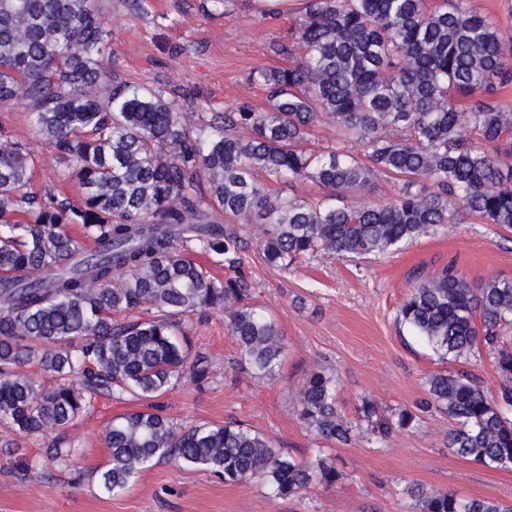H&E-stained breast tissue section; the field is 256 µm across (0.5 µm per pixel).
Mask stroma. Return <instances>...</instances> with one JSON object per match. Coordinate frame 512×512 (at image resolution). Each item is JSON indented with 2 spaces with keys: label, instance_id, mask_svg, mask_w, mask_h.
Segmentation results:
<instances>
[{
  "label": "stroma",
  "instance_id": "obj_1",
  "mask_svg": "<svg viewBox=\"0 0 512 512\" xmlns=\"http://www.w3.org/2000/svg\"><path fill=\"white\" fill-rule=\"evenodd\" d=\"M103 5L112 31V72L165 90L195 126L243 101L264 108L263 93L248 81L250 71L289 63L286 54L272 50L288 41L294 16L285 5L274 19L262 18L253 0H235L228 15L214 11L209 0H104ZM0 128L34 148L37 187L76 196L65 163L41 143L22 107H0ZM450 261L472 283L512 277V232L469 217L393 255H324L288 273L251 250L253 302L273 316L285 339L277 376L258 380L237 369V345L223 314L215 313L189 329L193 349L212 357L211 383L202 390L191 385L170 390L160 399L165 412L188 426L239 422L301 460L318 445L297 417L299 393L316 367L335 373L336 399L349 418L357 417L366 398L385 417L415 407L427 397L430 374L453 372L459 365L439 359L400 326L397 312L412 286V269L431 272ZM131 409L112 402L71 428L80 448L77 481L24 478L11 468L5 445L25 448L29 442L0 427V512H408L417 490L512 497V469L454 455L448 434L455 423L439 411L421 414L386 440L363 433L350 445L334 447L343 479L329 488L315 486L283 498L255 481L228 485L212 472L162 462L114 496L98 480L109 459L103 431L110 419Z\"/></svg>",
  "mask_w": 512,
  "mask_h": 512
}]
</instances>
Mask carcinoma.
<instances>
[{"label":"carcinoma","mask_w":512,"mask_h":512,"mask_svg":"<svg viewBox=\"0 0 512 512\" xmlns=\"http://www.w3.org/2000/svg\"><path fill=\"white\" fill-rule=\"evenodd\" d=\"M298 2L281 47L295 61L249 74L267 109L243 102L194 128L163 91L106 67L112 32L99 0H0V104L26 109L80 191L75 201L39 191L35 151L0 129V425L34 439L16 462L24 477L71 471L79 448L69 429L81 417L147 400L105 425L99 482L109 494L163 460L226 484L258 479L282 497L336 484L342 473L322 448L299 461L241 424L184 426L156 402L182 382H210L209 355L189 352L191 317L224 313L241 368L277 375L284 340L251 304L242 230L269 225L259 248L288 272L327 254H392L468 215L512 228V104L501 97L512 85V26L473 0ZM324 118L336 144L307 149ZM382 176L393 198L366 202ZM283 181L325 192L273 194L269 184ZM413 281L399 321L444 359L493 351L497 392L469 369L433 374L416 412L380 418L363 400L366 431L383 440L435 409L456 422L455 455L512 469V278L474 285L448 262ZM297 415L326 442L347 445L357 430L323 368ZM415 501L417 512H512L511 500L452 491Z\"/></svg>","instance_id":"cac0c4a2"}]
</instances>
